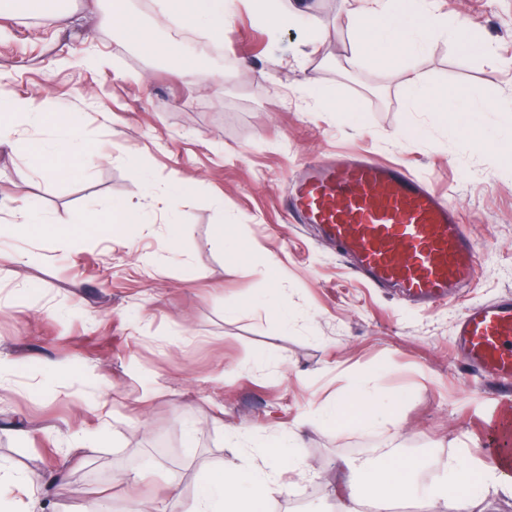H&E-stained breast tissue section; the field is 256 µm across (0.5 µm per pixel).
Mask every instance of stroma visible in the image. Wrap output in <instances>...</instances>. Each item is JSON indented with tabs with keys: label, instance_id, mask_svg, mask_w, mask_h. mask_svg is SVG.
I'll use <instances>...</instances> for the list:
<instances>
[{
	"label": "stroma",
	"instance_id": "35a3bbf8",
	"mask_svg": "<svg viewBox=\"0 0 512 512\" xmlns=\"http://www.w3.org/2000/svg\"><path fill=\"white\" fill-rule=\"evenodd\" d=\"M289 2L293 25L226 0L228 50L203 51L215 73L203 82L142 53L113 25V0H59L70 21L58 31L31 0L0 17V86L33 112H79L91 148L47 174L35 154L0 147V463L34 489L20 512L96 500L124 512L173 485L191 499L202 474L249 470L233 429L294 428L360 381L395 400L393 416L305 429L308 471L267 512H337L341 479L365 462L417 457L436 479L451 459L486 460L480 423L500 392L466 367L454 328L467 306L512 292V170L499 150L512 112L482 113L491 143L474 150L449 116L414 111L403 70L512 103V0H438L480 46L436 31L393 73L365 61L346 25L357 0ZM345 150L404 164L458 207L479 258L471 288L414 308L362 282L318 228L286 221L281 199L305 164ZM185 178L196 189L175 231L151 197ZM116 200L141 215L130 248L106 230ZM15 207L48 221L17 227ZM90 211L98 224L82 222ZM31 251L40 263L24 261ZM230 302L242 311L225 314ZM117 470L152 478L117 484Z\"/></svg>",
	"mask_w": 512,
	"mask_h": 512
}]
</instances>
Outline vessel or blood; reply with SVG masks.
<instances>
[{
  "label": "vessel or blood",
  "mask_w": 512,
  "mask_h": 512,
  "mask_svg": "<svg viewBox=\"0 0 512 512\" xmlns=\"http://www.w3.org/2000/svg\"><path fill=\"white\" fill-rule=\"evenodd\" d=\"M282 207L287 218L317 225L375 286L402 289L416 303L444 301L449 287L475 279L478 258L456 206L402 165L346 155L308 165ZM454 345L473 368L511 387L512 293L466 308ZM484 429L512 432V398Z\"/></svg>",
  "instance_id": "b4317fda"
}]
</instances>
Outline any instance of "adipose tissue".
I'll use <instances>...</instances> for the list:
<instances>
[{
	"mask_svg": "<svg viewBox=\"0 0 512 512\" xmlns=\"http://www.w3.org/2000/svg\"><path fill=\"white\" fill-rule=\"evenodd\" d=\"M375 8L363 10L351 25L355 37L362 40L371 63L398 64L401 57L411 54L426 41L428 29L445 26V19L437 14L432 0H378ZM409 95L418 112H446L455 122L457 131L465 134L474 147L488 144L489 137L473 115L477 112H499L503 101L497 91L484 93L479 102L445 90L428 88L417 73L406 78ZM51 140L30 144L28 140H13V147L35 148L51 158L86 154L88 143L77 127L76 115L65 109L54 113ZM355 410L364 424H372L381 417L383 403L367 385L360 384L349 395L320 409L322 420L340 421L346 410ZM233 438L258 460L259 465L249 477H241L233 468L217 475L203 476L192 501H185L178 488H170L167 500L170 512H264L266 502L282 495L284 469H298L303 465L293 449L298 434L294 431L278 433L274 440H266L250 429L233 431ZM422 468L419 460L411 459L385 471L365 466L363 478L369 483L371 503L377 512H389L395 498L404 497L415 489V479ZM471 463L457 460L449 462L442 478L429 486L427 496L435 502L451 504L454 512H469L471 505Z\"/></svg>",
	"mask_w": 512,
	"mask_h": 512,
	"instance_id": "ef3b65f1",
	"label": "adipose tissue"
}]
</instances>
